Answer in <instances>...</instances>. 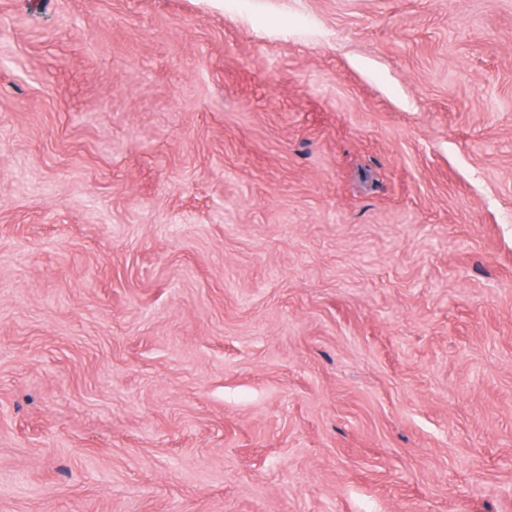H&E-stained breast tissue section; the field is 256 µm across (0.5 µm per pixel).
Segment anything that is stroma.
Segmentation results:
<instances>
[{"label":"stroma","mask_w":512,"mask_h":512,"mask_svg":"<svg viewBox=\"0 0 512 512\" xmlns=\"http://www.w3.org/2000/svg\"><path fill=\"white\" fill-rule=\"evenodd\" d=\"M0 512H512V0H0Z\"/></svg>","instance_id":"obj_1"}]
</instances>
